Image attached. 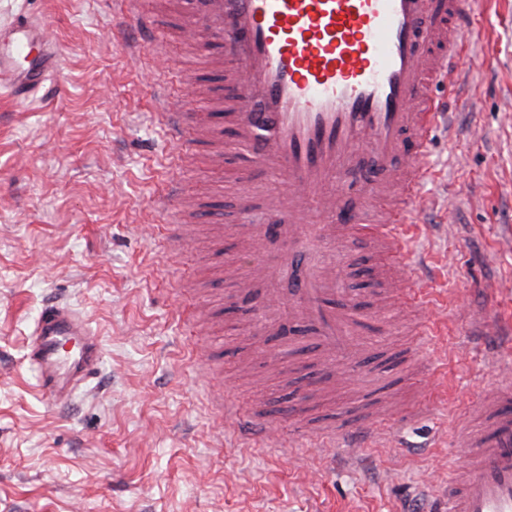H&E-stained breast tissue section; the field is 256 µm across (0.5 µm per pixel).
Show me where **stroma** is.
<instances>
[{"instance_id":"35a3bbf8","label":"stroma","mask_w":512,"mask_h":512,"mask_svg":"<svg viewBox=\"0 0 512 512\" xmlns=\"http://www.w3.org/2000/svg\"><path fill=\"white\" fill-rule=\"evenodd\" d=\"M159 17L162 57L128 55L113 0H0V35L15 17L46 26L60 62L43 90L18 101L0 82V512H445L449 465L465 462L454 432L481 388L512 385V0H479L465 48L496 62L463 74L448 129L431 147L428 207L404 230L433 323H400L362 289L364 384L311 394L323 367L297 338L280 366L278 330L227 289L248 278L261 248L238 237L266 223V175L240 181L224 122V63L186 31L183 0H140ZM167 73L206 135L191 165L150 107L151 75ZM193 73L194 84L182 83ZM184 192L151 207L171 181ZM253 206L242 213L241 198ZM159 224L192 241L172 256ZM344 287L374 268L376 249L351 233L335 255ZM84 314L102 347L101 386L50 406L27 366V337L46 300ZM215 360L204 371L202 357ZM263 413L288 437V414L316 422L379 412L384 445L319 454L219 434L212 396Z\"/></svg>"}]
</instances>
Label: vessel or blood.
<instances>
[{"mask_svg": "<svg viewBox=\"0 0 512 512\" xmlns=\"http://www.w3.org/2000/svg\"><path fill=\"white\" fill-rule=\"evenodd\" d=\"M116 3L135 31L162 46L163 30L138 0ZM187 6L190 26L205 34L204 48L219 45L237 71L223 99L245 158L241 179L252 180L258 170L288 177L287 193L268 198V223L241 227L278 243L265 254L262 287L235 288L231 296L243 307L261 306L274 321L306 323L323 360L353 363L360 325L355 313L328 306L336 270L324 265L320 246L335 240L338 204L357 189L383 215L375 224L357 223V230L381 241L387 262L400 271V304L425 317L422 291L409 285L414 271L401 231L409 209L424 207L419 188L429 175L428 147L448 108L431 90L455 87L461 76L463 0H188ZM56 67L42 24L17 21L11 39L0 43V77L10 80L16 97L36 93ZM156 114L164 136L187 156L202 123L166 85L157 92ZM283 260L295 283L286 292L269 272ZM26 359L50 400L65 404L98 374L99 338L81 312L48 305ZM476 408L478 428L458 438L473 465L449 481L448 512H512V388H497ZM236 415L238 436L270 440L274 426L256 409ZM390 434L377 420L309 427L297 418L291 429L293 438L313 437L332 449Z\"/></svg>", "mask_w": 512, "mask_h": 512, "instance_id": "obj_1", "label": "vessel or blood"}]
</instances>
